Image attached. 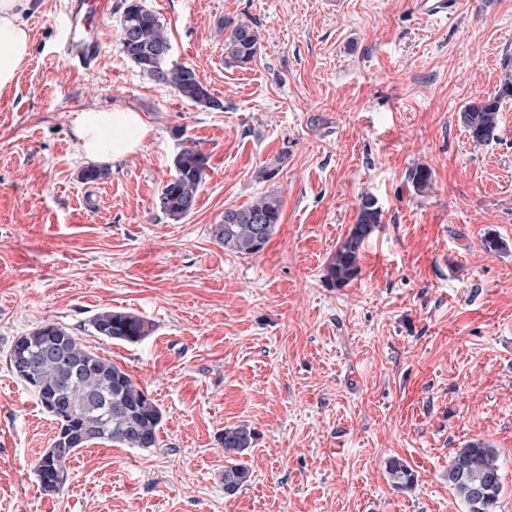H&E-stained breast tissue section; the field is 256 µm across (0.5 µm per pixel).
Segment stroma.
I'll return each mask as SVG.
<instances>
[{
    "instance_id": "obj_1",
    "label": "stroma",
    "mask_w": 512,
    "mask_h": 512,
    "mask_svg": "<svg viewBox=\"0 0 512 512\" xmlns=\"http://www.w3.org/2000/svg\"><path fill=\"white\" fill-rule=\"evenodd\" d=\"M65 3L32 0L30 55L0 91V512H466L448 463L473 439L497 450L495 512H512V100L497 140L473 143L460 120L499 88L512 0H455L436 20L416 0H144L220 110L126 59L123 0L96 62L70 70ZM227 18L260 33L249 65L224 59ZM90 107L133 109L152 132L86 183L74 130ZM187 138L208 176L176 222L159 195ZM267 193L283 210L263 251H225L214 224ZM365 194L381 225L359 275L332 287L325 267ZM488 235L505 250L484 251ZM106 308L151 334L94 335ZM46 323L123 367L163 414L158 447L90 445L50 494L35 464L54 424L8 363ZM238 424L257 437L251 478L228 496L219 435ZM394 457L411 488H393Z\"/></svg>"
}]
</instances>
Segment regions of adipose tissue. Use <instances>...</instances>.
<instances>
[{
    "mask_svg": "<svg viewBox=\"0 0 512 512\" xmlns=\"http://www.w3.org/2000/svg\"><path fill=\"white\" fill-rule=\"evenodd\" d=\"M30 0H0V89L13 83L30 53V34L22 20ZM150 133L138 112L128 108L81 112L77 135L83 161L107 165L137 152Z\"/></svg>",
    "mask_w": 512,
    "mask_h": 512,
    "instance_id": "adipose-tissue-1",
    "label": "adipose tissue"
}]
</instances>
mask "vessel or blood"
Returning <instances> with one entry per match:
<instances>
[{
    "instance_id": "obj_1",
    "label": "vessel or blood",
    "mask_w": 512,
    "mask_h": 512,
    "mask_svg": "<svg viewBox=\"0 0 512 512\" xmlns=\"http://www.w3.org/2000/svg\"><path fill=\"white\" fill-rule=\"evenodd\" d=\"M111 10L112 0H68L58 30L61 51L73 69L87 68L98 58L97 25Z\"/></svg>"
}]
</instances>
